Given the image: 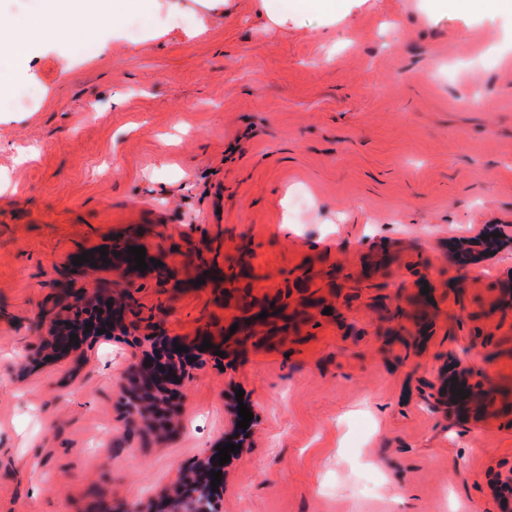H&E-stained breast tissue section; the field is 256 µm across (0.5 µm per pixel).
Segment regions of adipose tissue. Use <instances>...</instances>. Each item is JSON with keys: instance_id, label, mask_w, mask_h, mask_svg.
I'll return each mask as SVG.
<instances>
[{"instance_id": "1", "label": "adipose tissue", "mask_w": 512, "mask_h": 512, "mask_svg": "<svg viewBox=\"0 0 512 512\" xmlns=\"http://www.w3.org/2000/svg\"><path fill=\"white\" fill-rule=\"evenodd\" d=\"M87 0H44L43 14L38 20L0 30V51L12 53L17 59L29 56L40 35L74 38L82 34L80 18Z\"/></svg>"}]
</instances>
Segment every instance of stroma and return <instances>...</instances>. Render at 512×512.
<instances>
[{"instance_id":"35a3bbf8","label":"stroma","mask_w":512,"mask_h":512,"mask_svg":"<svg viewBox=\"0 0 512 512\" xmlns=\"http://www.w3.org/2000/svg\"><path fill=\"white\" fill-rule=\"evenodd\" d=\"M111 10L96 55H0V512H160L228 440L223 512H512V20ZM107 285L109 335L30 360L67 289ZM201 336L150 433L133 361Z\"/></svg>"}]
</instances>
